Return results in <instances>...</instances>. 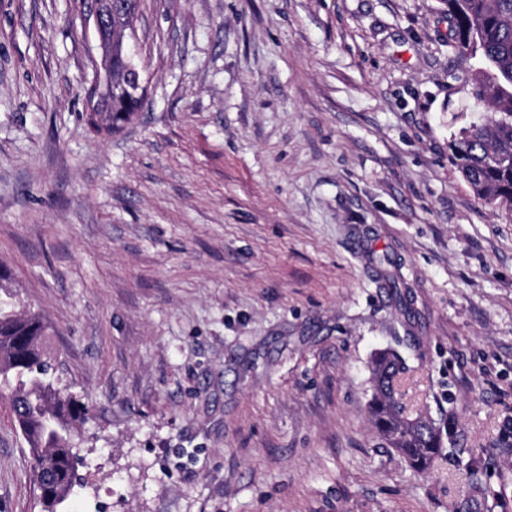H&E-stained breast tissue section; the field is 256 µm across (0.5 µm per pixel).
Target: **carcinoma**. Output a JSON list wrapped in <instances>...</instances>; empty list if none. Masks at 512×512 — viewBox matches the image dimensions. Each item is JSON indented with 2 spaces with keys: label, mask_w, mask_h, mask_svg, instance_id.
<instances>
[{
  "label": "carcinoma",
  "mask_w": 512,
  "mask_h": 512,
  "mask_svg": "<svg viewBox=\"0 0 512 512\" xmlns=\"http://www.w3.org/2000/svg\"><path fill=\"white\" fill-rule=\"evenodd\" d=\"M453 21L452 46L462 60L484 65L471 94L492 107L478 123L460 131L449 144L450 160L473 193L512 211V0H442ZM112 65L125 69L130 84L106 102L107 129L129 122L139 107L135 57L115 46ZM46 326L35 316H0V387L11 389L15 421L33 458V471L51 480L39 497L42 512H58L73 495L71 462L78 457L75 423L82 407L68 388L54 382ZM401 361L384 352L374 360L368 404L377 432L411 467L428 468L443 448L441 428L430 418L403 416L395 391Z\"/></svg>",
  "instance_id": "cac0c4a2"
}]
</instances>
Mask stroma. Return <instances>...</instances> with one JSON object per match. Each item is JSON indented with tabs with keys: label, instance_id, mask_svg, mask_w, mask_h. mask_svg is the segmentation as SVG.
Segmentation results:
<instances>
[{
	"label": "stroma",
	"instance_id": "1",
	"mask_svg": "<svg viewBox=\"0 0 512 512\" xmlns=\"http://www.w3.org/2000/svg\"><path fill=\"white\" fill-rule=\"evenodd\" d=\"M84 0H0V312L86 412L65 512H512V211L440 0H139L133 120L86 118ZM405 371L424 470L367 408ZM0 391V512H34ZM402 370L401 361L393 354L384 352L375 358L368 408L385 444L402 455L411 467L423 470L443 448L442 430L430 418L403 416L395 391V381Z\"/></svg>",
	"mask_w": 512,
	"mask_h": 512
}]
</instances>
